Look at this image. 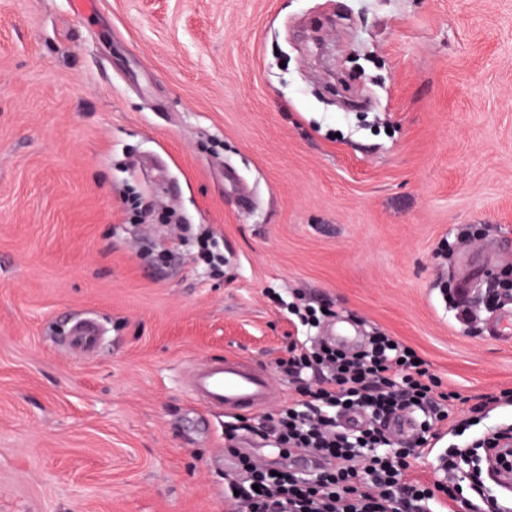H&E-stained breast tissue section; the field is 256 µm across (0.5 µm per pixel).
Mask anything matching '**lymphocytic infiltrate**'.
Listing matches in <instances>:
<instances>
[{
	"label": "lymphocytic infiltrate",
	"mask_w": 512,
	"mask_h": 512,
	"mask_svg": "<svg viewBox=\"0 0 512 512\" xmlns=\"http://www.w3.org/2000/svg\"><path fill=\"white\" fill-rule=\"evenodd\" d=\"M276 369L293 378L295 396L258 423L243 418L225 433L228 452L238 458L237 473L224 484L228 512H512L482 470L500 441H512L511 422L449 446L439 459L444 477L434 484L411 474L412 458L433 447L448 423L469 430L490 406H512L511 389L451 420L457 393L443 389L410 346L382 333L354 353L309 336L295 339ZM403 409L425 415L417 442L409 445L384 426ZM350 412L364 414L366 424L341 426ZM300 449L319 455L325 468L310 476L284 466Z\"/></svg>",
	"instance_id": "1"
}]
</instances>
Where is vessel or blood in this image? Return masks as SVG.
<instances>
[{
    "mask_svg": "<svg viewBox=\"0 0 512 512\" xmlns=\"http://www.w3.org/2000/svg\"><path fill=\"white\" fill-rule=\"evenodd\" d=\"M76 347L88 352L99 341L96 325L86 321L73 332ZM193 399L204 409L230 415L261 413L279 401L281 392L267 371L242 358L211 359L195 364L186 378Z\"/></svg>",
    "mask_w": 512,
    "mask_h": 512,
    "instance_id": "vessel-or-blood-1",
    "label": "vessel or blood"
}]
</instances>
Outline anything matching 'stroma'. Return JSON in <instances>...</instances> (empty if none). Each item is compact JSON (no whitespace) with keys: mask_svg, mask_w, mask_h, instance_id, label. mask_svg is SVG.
Wrapping results in <instances>:
<instances>
[{"mask_svg":"<svg viewBox=\"0 0 512 512\" xmlns=\"http://www.w3.org/2000/svg\"><path fill=\"white\" fill-rule=\"evenodd\" d=\"M95 4L0 0V512H225L184 378L290 398L272 290L412 346L453 415L512 389L484 286L467 322L439 294L512 268V0ZM194 243L198 262L211 274H224V254L218 242L205 231H200L195 234ZM73 336L75 346L85 352L92 351L99 341L98 329L96 325L90 321H85L77 325ZM193 399L204 409L224 414L261 413L281 399L267 371L240 357L195 364L186 378Z\"/></svg>","mask_w":512,"mask_h":512,"instance_id":"35a3bbf8","label":"stroma"}]
</instances>
